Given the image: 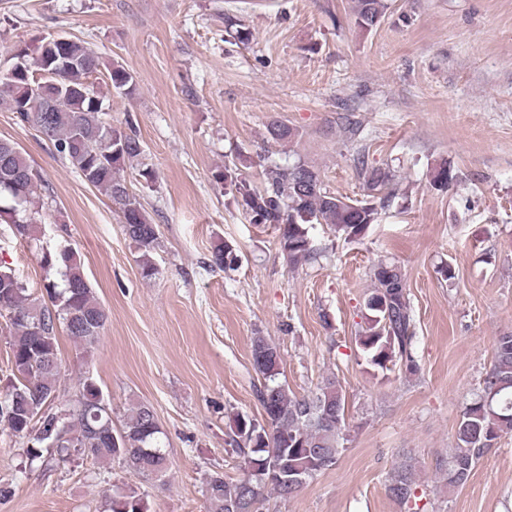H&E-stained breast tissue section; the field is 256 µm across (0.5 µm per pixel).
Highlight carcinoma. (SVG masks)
<instances>
[{
	"mask_svg": "<svg viewBox=\"0 0 512 512\" xmlns=\"http://www.w3.org/2000/svg\"><path fill=\"white\" fill-rule=\"evenodd\" d=\"M387 0H352L357 25L369 31L384 16ZM20 63L9 88L0 89V101L21 115L50 141L58 154L85 182L102 190L124 224L125 235L138 253L141 274L156 275L153 253L157 225L121 175L124 166L143 154L135 131L108 124L104 98L89 79L107 70L110 86L118 94L133 95V76L119 63H107L88 42L68 37L62 48H19L12 57ZM58 104V112H38L34 89ZM369 194L361 200L344 199L331 192L314 170L303 164L264 169L260 186L229 165L216 170L214 179L228 188L253 224H271L278 245L293 265L316 257L309 237L314 224H326L336 236L362 239L384 207L392 175L382 168L362 172ZM42 176L15 143L0 139V219L14 227L15 235L39 248L46 272L44 294L32 293L14 270L0 265V317L9 336L10 361L15 381L4 395L0 425L15 437L27 439L26 455L34 460L47 451L64 458L75 452L100 464L118 462L145 479L166 475L170 461L163 446V431L152 407L130 408L124 426L112 428V419L95 383L78 380L79 398L72 405L55 404L61 387L57 333L64 329L75 343L90 351L99 341L108 314L95 296L78 254L71 248L41 243L44 201L37 194ZM238 255L220 241L211 251L210 266L232 269ZM373 288L364 300V325L355 336L366 361L382 370L398 366L412 374L415 320L404 275L397 265L381 261L373 266ZM254 370L261 375L262 414L231 417L226 444L240 458L236 479L213 472L205 478L208 512H262L266 496L289 500L300 487L269 482L252 490L246 467L269 472L299 467L311 480L331 469L347 441L346 396L336 378L323 379L309 393L297 396L278 381L281 355L266 337H253ZM512 434V331L496 337L491 367L479 393L456 424V447L440 464L448 490L464 486L480 459ZM412 465L396 466L386 491L401 503L415 497ZM144 492L137 486L118 488L111 512H147Z\"/></svg>",
	"mask_w": 512,
	"mask_h": 512,
	"instance_id": "1",
	"label": "carcinoma"
}]
</instances>
